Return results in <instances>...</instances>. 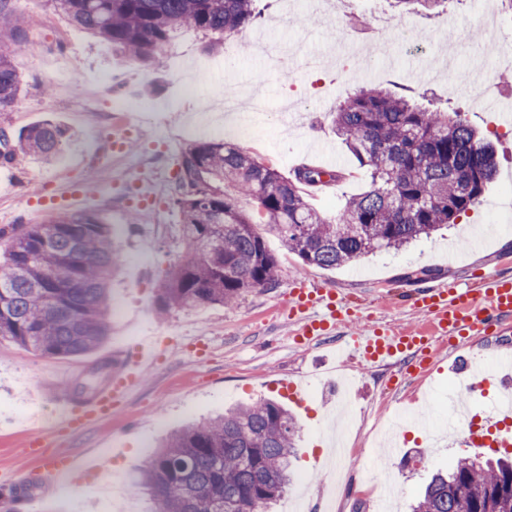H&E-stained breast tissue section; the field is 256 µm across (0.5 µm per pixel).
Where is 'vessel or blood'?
Segmentation results:
<instances>
[{
    "label": "vessel or blood",
    "mask_w": 512,
    "mask_h": 512,
    "mask_svg": "<svg viewBox=\"0 0 512 512\" xmlns=\"http://www.w3.org/2000/svg\"><path fill=\"white\" fill-rule=\"evenodd\" d=\"M142 135L140 128L116 120L110 141L113 155H128ZM123 185L138 209L148 207L151 196L141 175H129ZM289 296L288 316L299 341L322 340L344 324L349 316L337 296L326 289L312 288L300 282L293 285ZM414 306L425 316L424 326L409 331L374 325L341 341L340 349L371 362L397 358L406 362L409 372L426 371L442 347L453 349L460 341L501 333L505 324L512 321V278L500 276L490 269L479 274L471 288L423 285L415 291ZM449 363L451 372L461 377L470 394L484 395L486 385L492 383L498 393L505 396L504 401L493 408L491 419L496 425L495 431L488 434L469 431L462 440L463 446L511 448L512 402L506 395L512 392V352L503 351L498 360L499 370L495 373L486 371L482 360L472 355H457L450 358ZM145 364V358H138L113 370L107 381L88 397L74 402L64 401L63 412L55 422L56 431L81 433L111 419L138 388Z\"/></svg>",
    "instance_id": "vessel-or-blood-1"
}]
</instances>
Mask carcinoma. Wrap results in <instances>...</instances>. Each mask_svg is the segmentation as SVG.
I'll return each instance as SVG.
<instances>
[{"label": "carcinoma", "mask_w": 512, "mask_h": 512, "mask_svg": "<svg viewBox=\"0 0 512 512\" xmlns=\"http://www.w3.org/2000/svg\"><path fill=\"white\" fill-rule=\"evenodd\" d=\"M9 0H0V112L13 103L20 78L11 56L25 49ZM53 8L141 63L160 55L182 31L201 32L218 49L252 26L258 0H50ZM336 136L371 186L326 215L306 188L344 178L303 166L285 177L241 146L213 140L181 152L176 182L207 194H173L185 254L163 283L159 308L231 305L242 293L279 285L278 263L257 230L262 223L304 263L338 268L377 252L399 251L428 237L480 202L497 175L493 145L457 111L416 106L406 94L378 87L348 97L334 117ZM67 132L52 123L18 135L0 130V160L52 161ZM256 204V215L237 205ZM118 240L90 214L65 211L41 224L11 229L0 258V338L40 355L92 352L109 330ZM298 428L269 400L230 408L164 439L138 471V489L153 512H267L292 481ZM412 512H512V456L464 457L433 475Z\"/></svg>", "instance_id": "carcinoma-1"}]
</instances>
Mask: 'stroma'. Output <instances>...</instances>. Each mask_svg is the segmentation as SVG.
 I'll list each match as a JSON object with an SVG mask.
<instances>
[{"label":"stroma","instance_id":"stroma-1","mask_svg":"<svg viewBox=\"0 0 512 512\" xmlns=\"http://www.w3.org/2000/svg\"><path fill=\"white\" fill-rule=\"evenodd\" d=\"M15 24L24 29L25 50L13 57L22 91L0 128L18 133L45 121L67 129L71 138L58 158L23 164L0 163V229L10 230L30 210L47 214L61 208L68 192L92 185L88 212L121 233L123 263L112 283L114 314L104 342L83 356H41L0 340V473L17 472L0 483V512H149L151 505L132 487V476L151 446L170 432L225 407L262 400L280 401L275 379L308 380L306 402L293 407L298 426L293 460L296 483L290 494L332 495L335 512H374L369 485L396 478L395 512H410L420 486L437 470L468 456L453 438L466 433V420L448 422L444 410L447 363L426 376L405 372L401 363L363 359L348 366H319L320 345L295 341L288 321V294L306 279L334 291L353 322L339 329L350 337L364 327L388 324L411 328L423 317L410 307L412 291L424 279L462 284L475 281L491 265L512 274V227L486 238L480 247L462 245L449 255L448 243L494 214L512 213V134L492 131L486 101L506 91L498 110H512L511 73L501 61L512 57V41L498 42L493 31L512 30V10L501 0H450L446 9L425 12L394 7L393 0H261L259 22L206 49L202 36L181 35L148 63L132 62L57 13L49 0H11ZM365 14L383 28L386 52L366 53L350 33L346 15ZM455 42H447L448 32ZM69 59L86 81L89 96L62 83L48 61ZM230 85L242 95L243 129L203 127L196 114L201 99ZM379 85L408 89L415 101L460 109L490 137L498 152V175L481 203L462 214L450 229L424 237L398 252L357 264L323 269L303 263L281 240L266 235L268 251L279 263L277 288L243 293L232 306L176 308L158 318L159 289L181 259V216L172 204L175 177L168 172L166 147L230 137L260 161L291 176L302 164L340 168L346 180L318 191L310 202L334 214L346 196L367 190L364 168L337 138L333 115L356 90ZM262 87L266 108L254 114L249 95ZM142 115L144 137L128 159L103 152L119 115ZM162 175L161 197L152 215H137L112 193L129 167ZM177 341L197 338L210 344L203 363L170 345L158 348L156 363L143 374L138 391L112 418L81 434L64 437L65 450L90 465L97 481H114L118 492L102 495L49 475L43 464L26 460L21 446L41 415L53 410L55 396L71 397L70 386L86 381L95 363L132 358L140 341L164 329ZM419 411L399 448L386 451L370 436L371 426L386 429L398 409Z\"/></svg>","mask_w":512,"mask_h":512}]
</instances>
